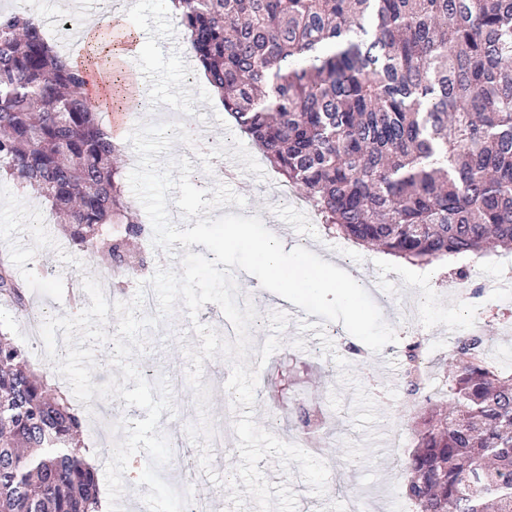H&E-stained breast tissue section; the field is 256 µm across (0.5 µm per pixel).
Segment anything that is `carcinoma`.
Returning a JSON list of instances; mask_svg holds the SVG:
<instances>
[{
  "instance_id": "cac0c4a2",
  "label": "carcinoma",
  "mask_w": 512,
  "mask_h": 512,
  "mask_svg": "<svg viewBox=\"0 0 512 512\" xmlns=\"http://www.w3.org/2000/svg\"><path fill=\"white\" fill-rule=\"evenodd\" d=\"M224 111L323 227L411 264L512 250V0H174ZM24 10L0 21V176L63 217L121 288L148 265L132 243L120 152ZM29 287L0 264V295ZM478 329L457 337L448 403L418 416L404 494L414 512H512V372ZM409 394L421 344L404 347ZM0 332V512H98L85 418Z\"/></svg>"
}]
</instances>
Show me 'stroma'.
Wrapping results in <instances>:
<instances>
[{"label":"stroma","mask_w":512,"mask_h":512,"mask_svg":"<svg viewBox=\"0 0 512 512\" xmlns=\"http://www.w3.org/2000/svg\"><path fill=\"white\" fill-rule=\"evenodd\" d=\"M133 25L144 26L148 44L138 59L145 68L167 69L170 80L158 90L159 97L181 102L184 110L205 134L223 145L224 155L237 162V176L229 187L245 200L244 207L225 206V213L260 216L264 224L285 231L289 241L299 244L322 259L358 278L368 290L388 325L396 326L407 306H414L416 322L426 343L434 351L432 385L425 393L439 398L441 377L448 367L449 355L456 341L451 317L462 315L472 302H479L485 316L483 326L494 341L489 355L499 364L512 369V300L499 297L504 283L497 267L487 258L455 257L422 268L403 264L387 253L368 250L347 240L326 235L300 190H292V203L282 204L277 190L282 179L244 134L235 132L221 103L216 102L208 86L194 81L197 96L182 101L184 68L172 56L159 49L165 29L177 28L163 0H137ZM42 212L44 222H35L33 212ZM8 254L18 277L32 279L33 265L52 266L54 273L32 279L30 302L50 308L52 315L68 316L70 290L85 276L101 277L107 269L105 258H85L59 230L49 205L30 189L13 180H0V253ZM242 298L250 300L258 317L250 329L253 343L270 335L268 318L282 313L287 324L280 334L281 345L258 372L254 420L258 426L281 440L300 446L327 462L329 478L325 496L313 495L301 478L298 463L282 471L276 457L259 461L258 467L269 482L290 486L297 496V512H338L340 503L351 496L366 501L372 512H408L404 496L405 466L416 439L415 412L408 408L404 390L402 351L412 339L410 331L398 328V340L374 353L348 333L334 334L332 324H325L334 346L326 353L313 331H301L305 312L259 285L257 277L245 271L235 273ZM190 320L170 326L166 334L151 332L148 349L137 358L139 368H150L153 375L170 379L175 414H162L161 431L171 426L186 428L198 418L194 394L186 381L189 366L185 346L200 345ZM347 361L351 382H343L339 361ZM232 366L224 357L206 360L203 384L210 389L208 413L212 423L224 420L227 396L225 383ZM363 387L373 398L377 419L369 428L356 425L355 389ZM311 392L315 402L327 415L325 425L303 428L291 413L294 399ZM237 435H230L228 446L212 451V470L198 469L199 450L194 444L180 446L179 451L194 468L192 482H184L179 469L165 473V480L177 489L192 485L195 498L218 502L220 512H233L225 486L214 484L210 473L229 477L240 460Z\"/></svg>","instance_id":"stroma-1"}]
</instances>
